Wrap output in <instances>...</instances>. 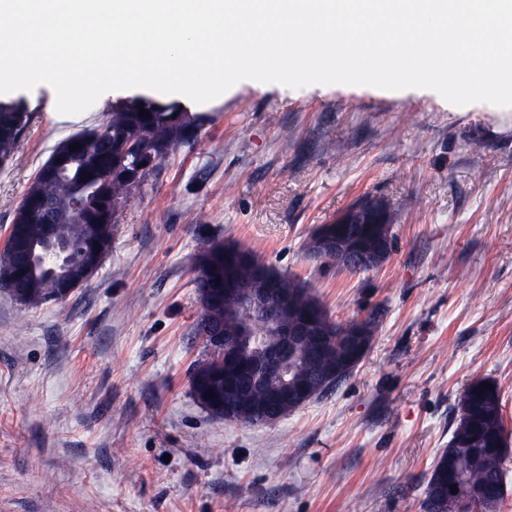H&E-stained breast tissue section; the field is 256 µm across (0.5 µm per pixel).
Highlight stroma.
<instances>
[{"label":"stroma","instance_id":"stroma-1","mask_svg":"<svg viewBox=\"0 0 512 512\" xmlns=\"http://www.w3.org/2000/svg\"><path fill=\"white\" fill-rule=\"evenodd\" d=\"M0 166V247L54 147L146 90L62 115L46 84ZM177 103L196 138L123 202L112 249L65 301L0 287V512H424L465 388L495 382L512 431V108L430 89L244 80ZM393 213V252L321 267L311 235L361 198ZM223 239L303 281L340 325L377 314L353 373L275 424L212 418L193 258Z\"/></svg>","mask_w":512,"mask_h":512}]
</instances>
